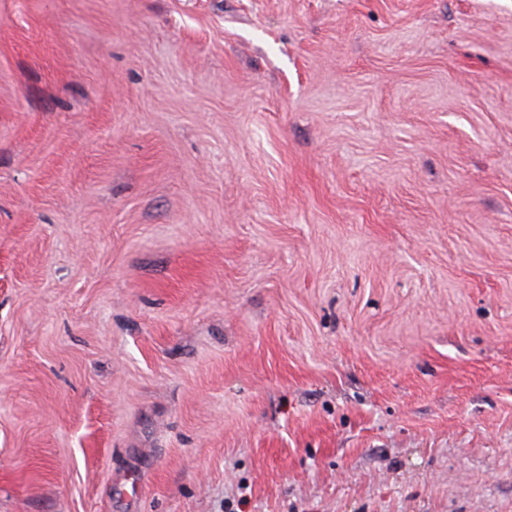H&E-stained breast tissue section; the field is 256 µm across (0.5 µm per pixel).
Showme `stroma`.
<instances>
[{"label":"stroma","mask_w":512,"mask_h":512,"mask_svg":"<svg viewBox=\"0 0 512 512\" xmlns=\"http://www.w3.org/2000/svg\"><path fill=\"white\" fill-rule=\"evenodd\" d=\"M0 512H512V0H0Z\"/></svg>","instance_id":"obj_1"}]
</instances>
